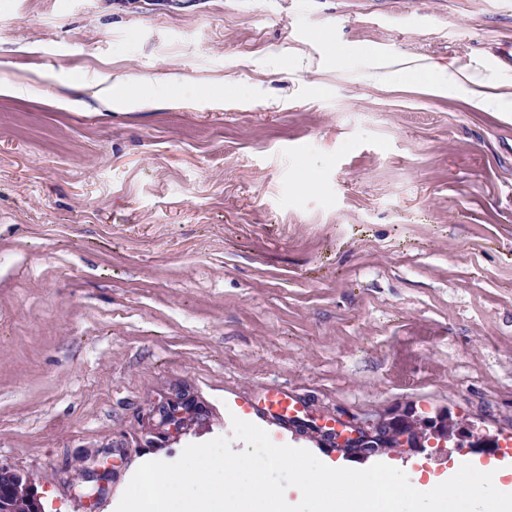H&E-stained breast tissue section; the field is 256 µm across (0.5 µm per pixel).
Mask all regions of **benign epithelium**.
Segmentation results:
<instances>
[{"mask_svg": "<svg viewBox=\"0 0 512 512\" xmlns=\"http://www.w3.org/2000/svg\"><path fill=\"white\" fill-rule=\"evenodd\" d=\"M152 413L160 417L167 434L178 435L190 420L200 415V406L192 399L166 400L155 404ZM298 425L303 432L363 458L400 454L432 443L439 448H469L481 437L473 425L453 420L446 414L421 417L411 411L388 413L365 424H353L349 430L336 431L334 437L313 421L302 419ZM1 475L10 480L11 486L9 499L0 502V512H15L19 503L33 498V485L25 475L4 464H0Z\"/></svg>", "mask_w": 512, "mask_h": 512, "instance_id": "1", "label": "benign epithelium"}]
</instances>
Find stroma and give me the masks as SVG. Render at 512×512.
<instances>
[{
  "label": "stroma",
  "instance_id": "1",
  "mask_svg": "<svg viewBox=\"0 0 512 512\" xmlns=\"http://www.w3.org/2000/svg\"><path fill=\"white\" fill-rule=\"evenodd\" d=\"M424 68L511 94L512 0H0V462L44 512H116L144 462L242 448L235 417L368 468L249 411L280 387L512 443V105ZM119 78L167 106L96 98ZM182 395L205 413L161 440Z\"/></svg>",
  "mask_w": 512,
  "mask_h": 512
}]
</instances>
